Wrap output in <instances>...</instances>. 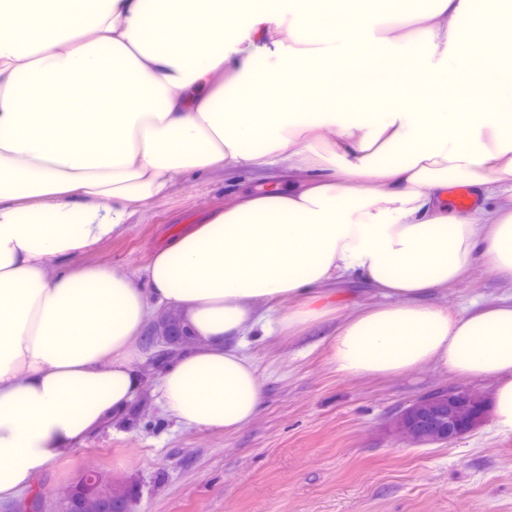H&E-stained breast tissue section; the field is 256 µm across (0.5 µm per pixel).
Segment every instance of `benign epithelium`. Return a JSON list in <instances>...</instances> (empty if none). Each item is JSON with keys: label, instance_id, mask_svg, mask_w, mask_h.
Returning <instances> with one entry per match:
<instances>
[{"label": "benign epithelium", "instance_id": "7a95c632", "mask_svg": "<svg viewBox=\"0 0 512 512\" xmlns=\"http://www.w3.org/2000/svg\"><path fill=\"white\" fill-rule=\"evenodd\" d=\"M487 414L484 400L470 388L445 387L407 407L394 428L413 444L447 442L475 429ZM120 487L103 473L89 470L69 488L62 512H115L108 491Z\"/></svg>", "mask_w": 512, "mask_h": 512}]
</instances>
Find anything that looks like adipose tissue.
I'll list each match as a JSON object with an SVG mask.
<instances>
[{
	"label": "adipose tissue",
	"instance_id": "obj_1",
	"mask_svg": "<svg viewBox=\"0 0 512 512\" xmlns=\"http://www.w3.org/2000/svg\"><path fill=\"white\" fill-rule=\"evenodd\" d=\"M508 30L512 0H0V504L120 424L160 309L190 335L159 374L163 409L231 433L264 403L247 337L324 320L349 278L378 301L336 327V372L492 380L512 435V296L428 301L478 263L512 278V112L488 80ZM241 168L294 183L213 211L143 276L54 270L174 175ZM452 181L476 210L449 207Z\"/></svg>",
	"mask_w": 512,
	"mask_h": 512
}]
</instances>
